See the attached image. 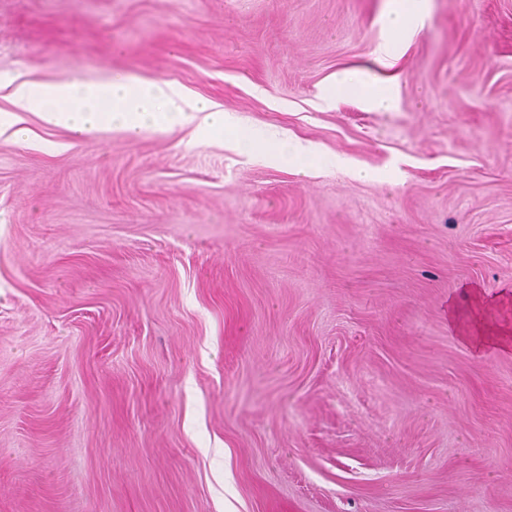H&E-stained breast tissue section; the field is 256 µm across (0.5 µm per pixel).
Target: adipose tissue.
Returning <instances> with one entry per match:
<instances>
[{
	"instance_id": "adipose-tissue-1",
	"label": "adipose tissue",
	"mask_w": 512,
	"mask_h": 512,
	"mask_svg": "<svg viewBox=\"0 0 512 512\" xmlns=\"http://www.w3.org/2000/svg\"><path fill=\"white\" fill-rule=\"evenodd\" d=\"M422 22L423 14L416 0L394 9L388 18L389 40L366 64L342 71L336 79L335 91L374 109L389 108L392 89L399 81L392 67L399 57L401 38L408 28ZM13 98L18 108L36 113L46 126L61 127L78 136L118 129L135 138L145 132H168L194 125L210 137L245 140L228 115L213 110L207 102L187 97L170 83L145 81L130 74H113L97 80L77 76L62 83H23L16 87ZM248 143L253 151L277 164L301 166L316 154L311 144L286 148L264 139ZM484 307L479 289H470L467 308L449 304V328L476 355L490 350H512V323L484 317Z\"/></svg>"
}]
</instances>
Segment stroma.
Returning <instances> with one entry per match:
<instances>
[{"mask_svg":"<svg viewBox=\"0 0 512 512\" xmlns=\"http://www.w3.org/2000/svg\"><path fill=\"white\" fill-rule=\"evenodd\" d=\"M393 5L0 0V113L122 72L319 148L0 133V512H512V352L448 327L512 321V0H423L395 107L325 104ZM249 148L270 161L271 163L288 162L298 166L306 164L307 160L316 155L317 148L312 144H298L285 149L275 141L253 139ZM484 300L478 288H470L468 306L461 309L453 301L448 305V326L467 343L477 356L489 350L509 352L512 349V329L509 321L498 322L482 315ZM479 310V314L475 312Z\"/></svg>","mask_w":512,"mask_h":512,"instance_id":"35a3bbf8","label":"stroma"}]
</instances>
